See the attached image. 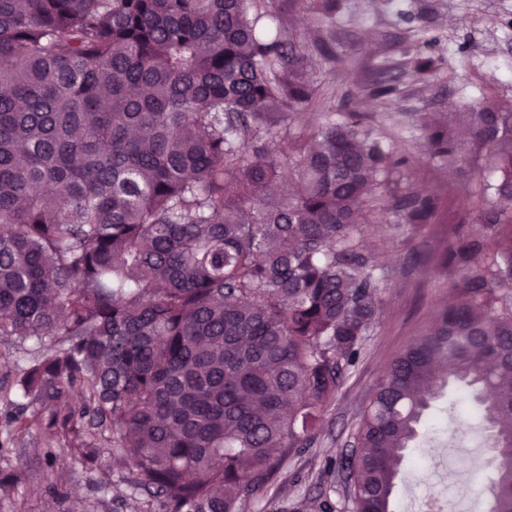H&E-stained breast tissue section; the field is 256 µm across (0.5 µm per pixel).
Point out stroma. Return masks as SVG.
I'll use <instances>...</instances> for the list:
<instances>
[{
    "label": "stroma",
    "mask_w": 512,
    "mask_h": 512,
    "mask_svg": "<svg viewBox=\"0 0 512 512\" xmlns=\"http://www.w3.org/2000/svg\"><path fill=\"white\" fill-rule=\"evenodd\" d=\"M284 18L305 40L327 30L332 56L315 57L307 67L315 90L311 104L290 112L282 142L291 132L343 113H360L363 123L396 154L411 157L410 167L395 173L399 188L418 190L440 201L433 223L401 227L397 211L381 205L363 227L364 245L383 270L387 288L379 322L362 358L349 371L326 407L312 447L290 455L275 479L244 512H321L330 502L335 512H349L344 474L332 470L353 443L379 377L392 358L431 325L450 293L451 275L440 257L460 229L478 223L488 206L479 182L491 176L485 156L472 157L464 170H452L433 156L419 126L423 115L447 119L484 101L512 108V0H341L332 20L295 15L288 0H275ZM429 56V70H418V57ZM392 92L374 98V83ZM36 344L18 338L0 341V439L10 446L0 453V512H161L158 502L133 495L121 463L49 462L41 449L40 427L10 432L8 420L19 411L36 410L16 386ZM465 468L448 494L467 512H487L486 432L471 402L444 396L423 419L419 436L396 482L393 512H418L431 492L433 471L447 454Z\"/></svg>",
    "instance_id": "obj_1"
}]
</instances>
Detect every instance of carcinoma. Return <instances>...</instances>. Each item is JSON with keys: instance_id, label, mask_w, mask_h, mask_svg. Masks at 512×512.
Returning a JSON list of instances; mask_svg holds the SVG:
<instances>
[{"instance_id": "obj_1", "label": "carcinoma", "mask_w": 512, "mask_h": 512, "mask_svg": "<svg viewBox=\"0 0 512 512\" xmlns=\"http://www.w3.org/2000/svg\"><path fill=\"white\" fill-rule=\"evenodd\" d=\"M312 54L333 50L272 0H0V338L40 344L18 389L49 410L51 461L121 457L164 512H242L314 443L386 288L357 227L412 159L356 112L279 154ZM420 124L450 168L489 153L491 203L441 258L458 299L392 359L339 467L352 512H391L458 385L493 429V512H512V111ZM393 207L420 226L438 199Z\"/></svg>"}]
</instances>
